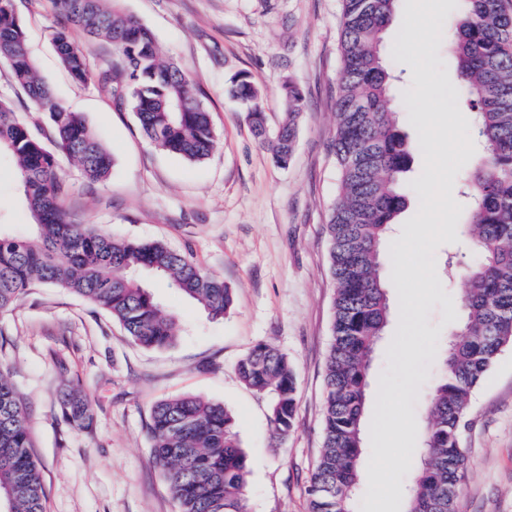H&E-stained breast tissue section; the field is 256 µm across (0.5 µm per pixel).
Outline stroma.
Masks as SVG:
<instances>
[{
	"mask_svg": "<svg viewBox=\"0 0 512 512\" xmlns=\"http://www.w3.org/2000/svg\"><path fill=\"white\" fill-rule=\"evenodd\" d=\"M149 27L163 55L189 71L208 105L219 145L201 164L157 149L132 112L95 85L72 83L47 38L58 16L50 0H15L26 49L43 79L85 115L113 157L110 177L87 183L61 158L72 186L65 207L81 224L117 237L160 239L223 277L233 292L212 319L162 281L151 291L180 332L167 349L135 345L100 309L61 289L29 291L0 314V363L24 393L46 512H177L152 458V406L192 395L235 416L249 465L245 512H308L307 488L322 446L324 372L334 288L325 234L337 197L332 149L341 76V0H122ZM460 0H398L384 50L397 77L395 111L413 146L408 204L387 267L391 304L374 346L363 423L356 512H406L416 448L448 329L462 310L463 274L448 267L464 247L462 183L478 149L471 112L451 98L458 85L448 53ZM249 74L269 130L283 120V86L304 96L295 148L274 164L239 103L224 89ZM15 164L0 157V224L28 234ZM258 344L295 365V425L279 434L272 398L245 386L236 365ZM80 382L95 407L90 432L61 418L59 395ZM462 445L467 476L459 512H512V348L474 391Z\"/></svg>",
	"mask_w": 512,
	"mask_h": 512,
	"instance_id": "stroma-1",
	"label": "stroma"
}]
</instances>
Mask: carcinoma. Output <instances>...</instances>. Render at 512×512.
I'll list each match as a JSON object with an SVG mask.
<instances>
[{"label": "carcinoma", "mask_w": 512, "mask_h": 512, "mask_svg": "<svg viewBox=\"0 0 512 512\" xmlns=\"http://www.w3.org/2000/svg\"><path fill=\"white\" fill-rule=\"evenodd\" d=\"M62 21L49 41L76 84H94L120 109L135 114L158 149L202 163L217 148L211 112L194 92L187 71L164 57L154 33L119 6L120 0H52ZM397 0H341L338 49L341 77L335 100L334 154L339 192L325 231L335 288L325 369L322 447L308 489L309 512H354L362 424L374 340L388 326L390 304L380 258L395 218L407 206L405 184L411 146L391 111L393 77L381 58ZM80 32L78 40L74 32ZM25 29L14 0H0V62L10 67L30 103L46 114L48 148L0 96V154L16 165L18 190L33 224L28 235L0 228V311L33 288L53 286L109 314L131 341L170 347L178 333L146 283L149 277L199 305L213 318L232 304L230 288L190 257L161 240L117 238L78 224L64 209L69 183L59 156L77 162L85 180H107L113 159L86 117L67 108L40 76L25 48ZM112 43V68L95 73L90 47ZM465 84L483 153L466 178V247L449 262L466 280L462 318L448 332L417 454L407 512H458L465 479L461 443L474 389L498 355L512 347V6L508 0H463L448 41ZM248 112L255 136L273 160L288 164L303 111V95L284 85L285 117L274 133L265 127L253 82L241 76L227 88ZM249 388L274 394L271 421L286 434L294 426L293 364L274 348L255 346L238 365ZM80 430L94 421L90 398L78 387L60 405ZM149 431L153 460L162 469L178 512H244L249 474L234 416L224 405L195 396L157 402ZM26 414V401L0 364V505L3 512H45L46 493Z\"/></svg>", "instance_id": "1"}]
</instances>
